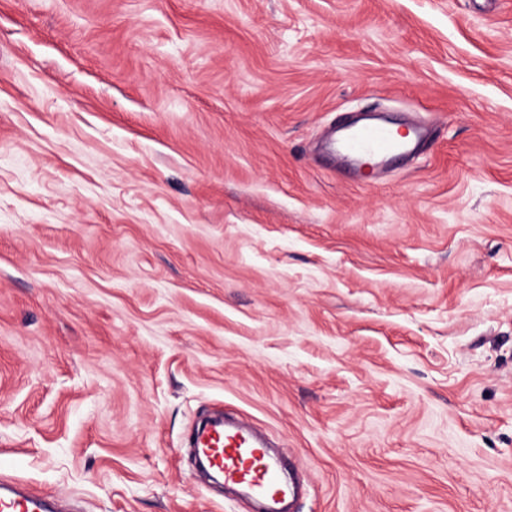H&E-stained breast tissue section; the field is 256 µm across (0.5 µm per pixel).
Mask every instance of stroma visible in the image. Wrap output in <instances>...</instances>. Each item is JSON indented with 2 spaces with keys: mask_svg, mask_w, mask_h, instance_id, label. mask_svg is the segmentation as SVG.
Listing matches in <instances>:
<instances>
[{
  "mask_svg": "<svg viewBox=\"0 0 512 512\" xmlns=\"http://www.w3.org/2000/svg\"><path fill=\"white\" fill-rule=\"evenodd\" d=\"M433 142L370 187L318 151ZM512 512V0H0V479L78 512ZM397 133L399 137L386 124H356L344 137L333 139V144L337 153L357 162L354 174H358L365 162L375 164L379 158L406 155L419 146L422 134L417 128L406 127L404 132ZM211 468L224 476V486L241 488L266 512H283L302 494L295 469L266 446L268 443L243 421L224 420L193 435Z\"/></svg>",
  "mask_w": 512,
  "mask_h": 512,
  "instance_id": "obj_1",
  "label": "stroma"
}]
</instances>
